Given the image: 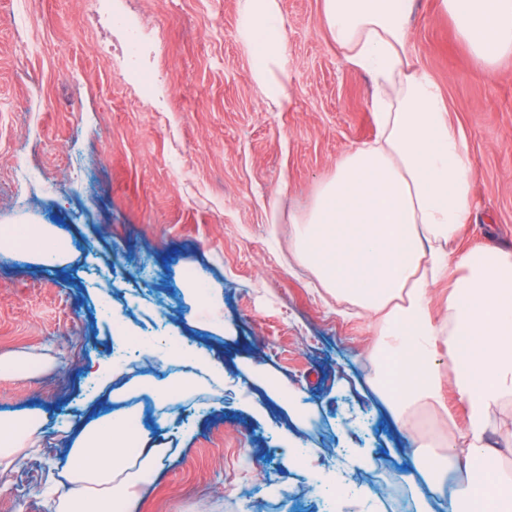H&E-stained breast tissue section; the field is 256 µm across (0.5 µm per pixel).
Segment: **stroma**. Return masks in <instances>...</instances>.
Returning a JSON list of instances; mask_svg holds the SVG:
<instances>
[{"label": "stroma", "mask_w": 512, "mask_h": 512, "mask_svg": "<svg viewBox=\"0 0 512 512\" xmlns=\"http://www.w3.org/2000/svg\"><path fill=\"white\" fill-rule=\"evenodd\" d=\"M279 2L292 97L283 111L253 79L239 0H0V225H55L76 252L44 267L0 251V353L54 360L0 376V415L33 414L42 432L0 474V512H53L43 491L64 453L61 420L110 408L86 399L88 366L114 347L95 293L104 279L116 315L142 335L174 333L230 376L263 364L304 391L317 408L305 438L318 458L343 447L342 420L361 405L369 428L355 441L374 464L355 470L367 497L347 512H380L384 489L398 512H416L400 480L405 442L368 384L370 316L288 261L292 217L376 134L372 80L345 65L320 0ZM409 30L411 60L447 96L475 171L473 219L455 251L512 249V58L485 70L440 0H416ZM125 50L151 94L116 72ZM201 275L222 290L224 334L183 294ZM207 397L182 417L178 453L148 483L145 512H275L278 497L288 512H324L321 492L286 462L278 405L260 419L233 391Z\"/></svg>", "instance_id": "1"}]
</instances>
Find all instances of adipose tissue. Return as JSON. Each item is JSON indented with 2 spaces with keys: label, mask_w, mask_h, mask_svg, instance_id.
Listing matches in <instances>:
<instances>
[{
  "label": "adipose tissue",
  "mask_w": 512,
  "mask_h": 512,
  "mask_svg": "<svg viewBox=\"0 0 512 512\" xmlns=\"http://www.w3.org/2000/svg\"><path fill=\"white\" fill-rule=\"evenodd\" d=\"M243 35L256 52L254 79L277 107L292 102L275 77L285 54L278 0H240ZM415 0H321L320 20L345 63L374 80V139L349 151L297 222L294 259L323 287L375 319L372 391L414 445L407 483L416 512L464 503L469 512H512V472L490 432L512 435L502 419L512 406V251L486 247L451 261L460 229L472 217L475 174L464 131L449 123L448 100L430 73L409 58L407 22ZM459 37L483 65L512 55V0H442ZM0 244L36 265H63L67 240L50 224H4ZM447 284V311L434 318L433 289ZM157 354L167 378L121 381L115 359L94 362L96 393L113 408L89 420H63L69 451L52 480L57 512H141L148 476L171 461L166 443L143 424L139 398L153 401L155 423L168 429L179 403L208 383L228 384L223 362L183 344ZM249 375L268 399L288 405L290 468L310 464L302 430L304 394L264 367ZM466 409L455 426L447 390ZM430 407L452 423L449 434L422 431L414 419ZM27 413L0 416V466L11 467L39 439Z\"/></svg>",
  "instance_id": "ef3b65f1"
}]
</instances>
